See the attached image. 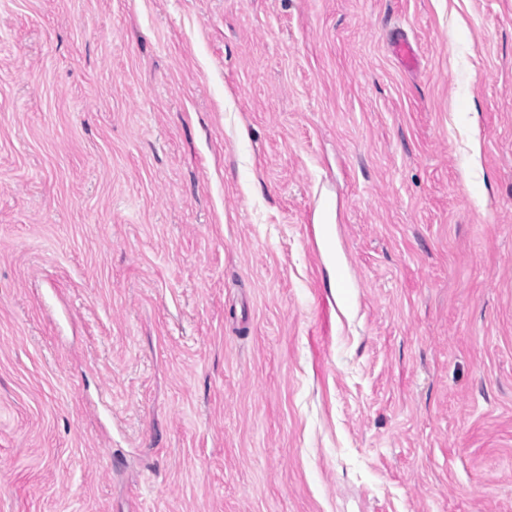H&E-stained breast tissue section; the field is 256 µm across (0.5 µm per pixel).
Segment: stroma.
<instances>
[{"mask_svg":"<svg viewBox=\"0 0 512 512\" xmlns=\"http://www.w3.org/2000/svg\"><path fill=\"white\" fill-rule=\"evenodd\" d=\"M0 512H512V0H0Z\"/></svg>","mask_w":512,"mask_h":512,"instance_id":"obj_1","label":"stroma"}]
</instances>
